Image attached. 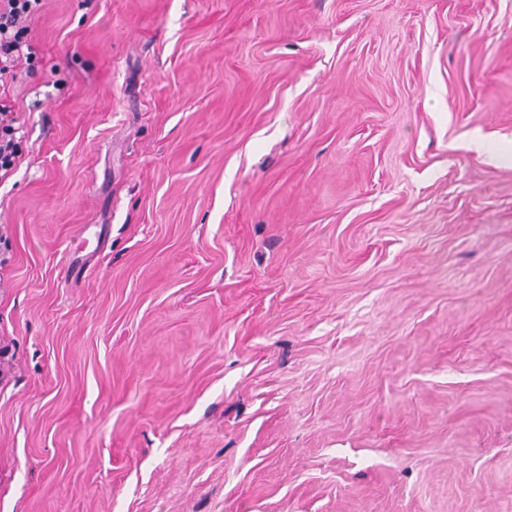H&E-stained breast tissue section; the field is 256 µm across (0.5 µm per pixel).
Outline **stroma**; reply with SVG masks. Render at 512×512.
Masks as SVG:
<instances>
[{
  "label": "stroma",
  "mask_w": 512,
  "mask_h": 512,
  "mask_svg": "<svg viewBox=\"0 0 512 512\" xmlns=\"http://www.w3.org/2000/svg\"><path fill=\"white\" fill-rule=\"evenodd\" d=\"M31 29L0 512H512V0Z\"/></svg>",
  "instance_id": "1"
}]
</instances>
